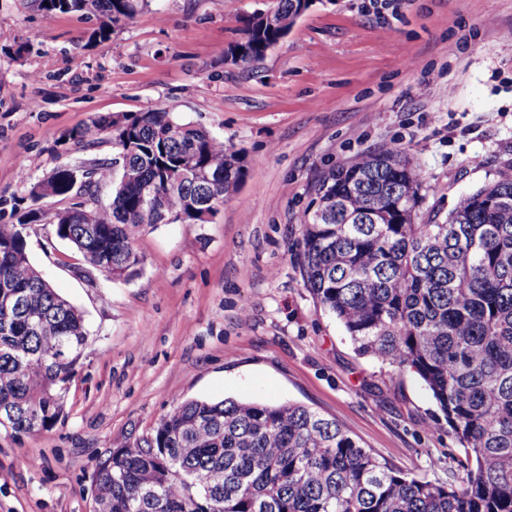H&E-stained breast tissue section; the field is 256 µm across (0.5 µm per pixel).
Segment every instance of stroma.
I'll return each instance as SVG.
<instances>
[{
    "mask_svg": "<svg viewBox=\"0 0 512 512\" xmlns=\"http://www.w3.org/2000/svg\"><path fill=\"white\" fill-rule=\"evenodd\" d=\"M310 0L257 67L224 60L276 0H151L109 40L99 19L46 24L0 0V196L20 176L108 161L72 134L98 115L163 107L224 137L247 169L208 224L145 227L125 281L87 268L40 222L32 263L82 311L92 343L52 429L0 426V512H93V474L185 399L299 402L403 472L451 481L464 455L414 374L359 354L301 272L318 177L397 148L417 165L418 222L512 165V0Z\"/></svg>",
    "mask_w": 512,
    "mask_h": 512,
    "instance_id": "stroma-1",
    "label": "stroma"
}]
</instances>
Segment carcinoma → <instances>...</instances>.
Wrapping results in <instances>:
<instances>
[{
  "label": "carcinoma",
  "mask_w": 512,
  "mask_h": 512,
  "mask_svg": "<svg viewBox=\"0 0 512 512\" xmlns=\"http://www.w3.org/2000/svg\"><path fill=\"white\" fill-rule=\"evenodd\" d=\"M44 21L101 18L99 40L148 0H31ZM301 0L255 13L230 47L249 70L283 39ZM109 137L110 162L61 164L44 181L83 201L49 215L56 235L113 280L137 272L146 226L208 224L244 180V158L164 108L98 116L75 138ZM103 185L112 200L98 204ZM414 161L392 148L325 171L301 225L306 287L356 344L416 374L464 448L459 484L411 476L334 419L297 403L185 400L146 436L95 468L97 512H512V165L462 196L441 222L411 224L421 199ZM44 216L0 198V414L21 433L63 417L85 357L82 312L31 262L21 225Z\"/></svg>",
  "instance_id": "cac0c4a2"
}]
</instances>
